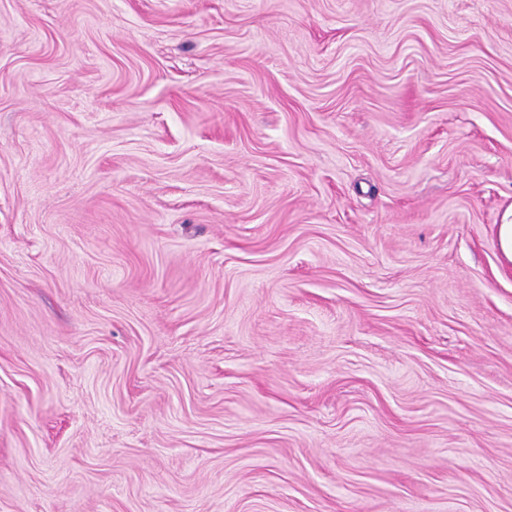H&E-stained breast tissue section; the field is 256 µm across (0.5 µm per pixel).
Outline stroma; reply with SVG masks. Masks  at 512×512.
I'll return each instance as SVG.
<instances>
[{
  "instance_id": "1",
  "label": "stroma",
  "mask_w": 512,
  "mask_h": 512,
  "mask_svg": "<svg viewBox=\"0 0 512 512\" xmlns=\"http://www.w3.org/2000/svg\"><path fill=\"white\" fill-rule=\"evenodd\" d=\"M512 0H0V512H512Z\"/></svg>"
}]
</instances>
